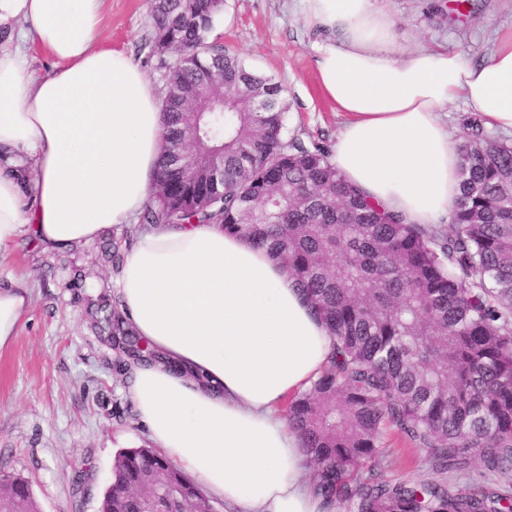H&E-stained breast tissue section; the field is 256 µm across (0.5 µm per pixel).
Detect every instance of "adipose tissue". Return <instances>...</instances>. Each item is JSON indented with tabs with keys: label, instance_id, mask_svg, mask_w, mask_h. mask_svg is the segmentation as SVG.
<instances>
[{
	"label": "adipose tissue",
	"instance_id": "obj_1",
	"mask_svg": "<svg viewBox=\"0 0 512 512\" xmlns=\"http://www.w3.org/2000/svg\"><path fill=\"white\" fill-rule=\"evenodd\" d=\"M318 30L316 70L347 120L332 161L373 204L435 224L459 194L460 155L444 111L460 101L512 133V28L488 59L396 50L378 0H299ZM103 0H0V253L22 235L60 251L130 223L161 147V101L122 51L101 48ZM54 61L28 66V48ZM29 159L33 179L14 165ZM117 297L155 358L131 365L127 393L148 439L224 512H338L306 475L280 404L329 364L331 339L283 268L221 227L139 233ZM27 289L0 281V350L18 335Z\"/></svg>",
	"mask_w": 512,
	"mask_h": 512
}]
</instances>
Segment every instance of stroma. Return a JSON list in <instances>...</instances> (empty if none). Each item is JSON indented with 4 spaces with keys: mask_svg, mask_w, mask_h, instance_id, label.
<instances>
[{
    "mask_svg": "<svg viewBox=\"0 0 512 512\" xmlns=\"http://www.w3.org/2000/svg\"><path fill=\"white\" fill-rule=\"evenodd\" d=\"M380 3L408 53L440 45L481 61L496 32L512 27V0H474L465 16L456 0ZM101 27L104 45L126 52L164 94L167 72L150 52L147 0H104ZM213 37L246 67L282 84L288 137L335 143L346 117L321 92L319 35L296 0H226ZM136 233V224L115 226L54 252L23 235L0 255V280H16L31 297L14 343L0 352V473L29 480L40 512H98L117 452L150 444L117 355L86 314L88 299L116 293L120 269L106 250L124 251ZM383 472L394 481L467 482L466 475L434 470L426 450L404 451L394 440L383 452Z\"/></svg>",
    "mask_w": 512,
    "mask_h": 512,
    "instance_id": "obj_1",
    "label": "stroma"
}]
</instances>
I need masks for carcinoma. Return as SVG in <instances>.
<instances>
[{
    "mask_svg": "<svg viewBox=\"0 0 512 512\" xmlns=\"http://www.w3.org/2000/svg\"><path fill=\"white\" fill-rule=\"evenodd\" d=\"M152 53L168 70L164 148L139 229L217 224L264 247L330 329L328 367L287 416L315 467L316 494L347 512H512V145L467 118L452 228L405 224L350 186L320 142L283 138V88L209 40L224 0H148ZM273 101L251 112V99ZM224 154V178L213 155ZM280 199L284 219L261 211ZM88 317L123 368L154 353L101 295ZM453 490L378 469L389 433ZM15 497L29 506L28 481ZM212 512L210 500L148 448L120 450L99 512Z\"/></svg>",
    "mask_w": 512,
    "mask_h": 512,
    "instance_id": "1",
    "label": "carcinoma"
}]
</instances>
